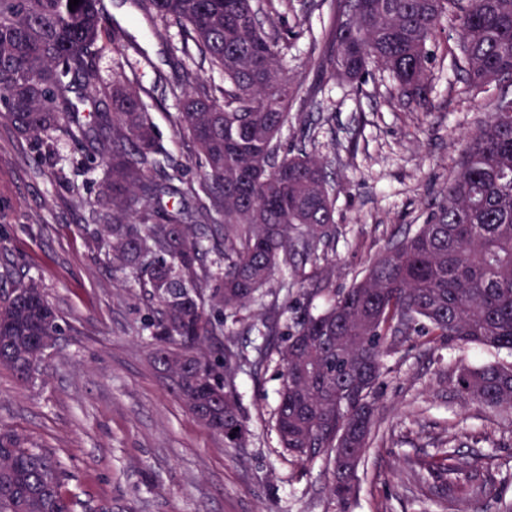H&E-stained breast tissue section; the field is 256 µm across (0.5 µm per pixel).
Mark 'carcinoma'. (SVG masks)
<instances>
[{"mask_svg":"<svg viewBox=\"0 0 512 512\" xmlns=\"http://www.w3.org/2000/svg\"><path fill=\"white\" fill-rule=\"evenodd\" d=\"M144 18L180 25L183 49L198 44L224 70L218 98L186 70L194 87L179 126L195 145L208 182L184 180L156 159L153 125L133 82L108 83L96 62L108 14L105 0H0V116L40 141L52 133L87 146L106 168L95 203L100 228L83 225L112 271L134 278L154 308L144 329L173 393L232 448L247 442L235 391L240 354L224 343V313L237 315L273 280L280 258L315 254L333 223L336 188L322 163L301 150L274 159L296 100L312 92L282 66L279 38L264 30L252 0H137ZM324 71L350 84L380 68L400 101L427 111L432 47L453 15V71L471 89L512 83V0H332ZM112 102L83 122L72 95ZM160 173L156 179L150 168ZM224 239L204 245L212 213ZM215 253L216 260L207 262ZM0 371L37 379L65 328L34 277L0 271ZM337 296L324 311L296 317L284 362L276 426L281 447L331 465L340 503L356 492L357 469L376 433L377 389L390 336L421 333L462 346L512 352V97L500 93L462 144L454 176L428 221L375 259L341 295L309 288L308 300ZM460 395L512 412V363L464 366ZM422 490H436L444 512L491 498L512 512L483 455L456 448L415 459ZM60 465L30 437L0 426V512H76Z\"/></svg>","mask_w":512,"mask_h":512,"instance_id":"cac0c4a2","label":"carcinoma"}]
</instances>
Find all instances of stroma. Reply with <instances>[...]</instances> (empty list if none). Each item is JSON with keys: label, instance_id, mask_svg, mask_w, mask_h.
<instances>
[{"label": "stroma", "instance_id": "stroma-1", "mask_svg": "<svg viewBox=\"0 0 512 512\" xmlns=\"http://www.w3.org/2000/svg\"><path fill=\"white\" fill-rule=\"evenodd\" d=\"M309 2L254 0V7L267 30L288 37V76L315 92L313 103L294 104L281 150L315 156L340 190L318 259L290 257L278 274L286 291L254 302L242 319L224 318L241 352L236 393L249 426L246 448L225 446L170 391L151 359L145 300L83 232V225L106 221L105 210L92 205L103 166L85 162L68 137L41 146L0 118V186L11 194L0 212L8 247L0 264L39 276L67 323L35 384L18 385L0 372V425L29 435L54 458L68 475L67 489L94 512H442L416 485L408 462L457 436L464 451L493 455L509 476L501 491L512 498V414L464 400L454 386L461 366L508 360L504 350L391 338L380 432L348 505L331 497L324 461H299L279 444L283 363L265 338L269 304H277L279 331L287 333L294 312L321 307L308 301L307 289L351 287L375 258L425 223L458 165L462 137L500 93L496 86L466 89L450 71L451 21L432 62L429 111L400 104L393 81L377 69L355 87L330 80L320 62L331 4ZM102 42L100 77L137 81L158 142L186 179L202 182L194 145L178 131V79L189 69L220 90L223 70L198 49L183 53L180 29L147 24L132 0H112ZM259 358L257 373L252 364Z\"/></svg>", "mask_w": 512, "mask_h": 512}]
</instances>
